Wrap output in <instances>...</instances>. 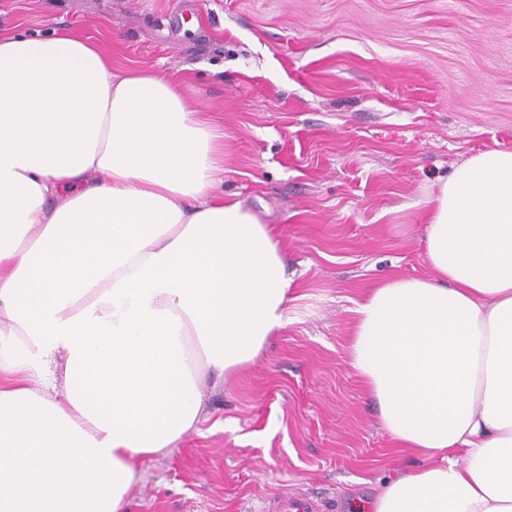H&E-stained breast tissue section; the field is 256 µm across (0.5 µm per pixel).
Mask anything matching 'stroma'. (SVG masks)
<instances>
[{
  "label": "stroma",
  "mask_w": 512,
  "mask_h": 512,
  "mask_svg": "<svg viewBox=\"0 0 512 512\" xmlns=\"http://www.w3.org/2000/svg\"><path fill=\"white\" fill-rule=\"evenodd\" d=\"M55 28L219 112L220 188L267 208L294 275L291 323L204 378L206 422L142 462L127 512H264L296 491L355 512L421 459L348 368L352 308L431 275L426 200L512 150V0H0L1 32Z\"/></svg>",
  "instance_id": "1"
}]
</instances>
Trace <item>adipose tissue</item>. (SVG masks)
Segmentation results:
<instances>
[{
  "instance_id": "obj_1",
  "label": "adipose tissue",
  "mask_w": 512,
  "mask_h": 512,
  "mask_svg": "<svg viewBox=\"0 0 512 512\" xmlns=\"http://www.w3.org/2000/svg\"><path fill=\"white\" fill-rule=\"evenodd\" d=\"M224 129L183 81L68 32L0 34V512H125L288 325L271 225L218 188ZM429 277L357 301L348 365L396 450L372 512H512V151L428 201Z\"/></svg>"
}]
</instances>
